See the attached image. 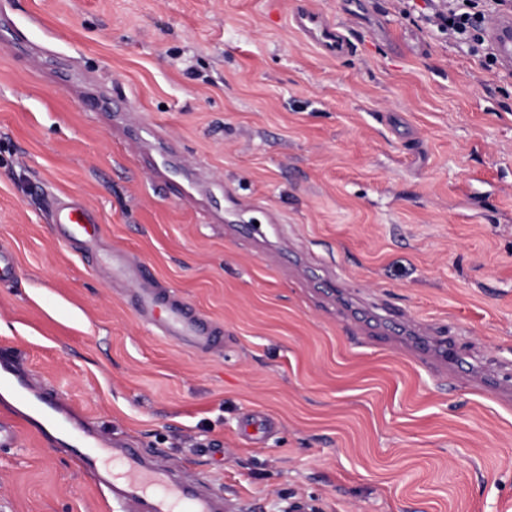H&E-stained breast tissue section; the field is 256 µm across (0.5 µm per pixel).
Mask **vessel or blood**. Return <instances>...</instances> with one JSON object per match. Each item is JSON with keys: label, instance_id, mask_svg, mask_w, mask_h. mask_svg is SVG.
Wrapping results in <instances>:
<instances>
[{"label": "vessel or blood", "instance_id": "vessel-or-blood-1", "mask_svg": "<svg viewBox=\"0 0 512 512\" xmlns=\"http://www.w3.org/2000/svg\"><path fill=\"white\" fill-rule=\"evenodd\" d=\"M293 22L298 32L324 55L339 56L351 48L347 35L316 10H297ZM483 36L499 69L511 73L512 13H499L486 22ZM55 215L64 238L79 243L97 240V218L81 199H56ZM109 261L113 278L132 286V309L156 334L201 353L221 346L219 330L213 322L173 294L160 292L148 266L117 249ZM405 348L415 360L429 366L440 383L455 385L465 376L479 391L492 389L487 368L474 366L464 375L451 368L454 341L420 335ZM4 404L10 406L11 412L7 421L0 423L1 448L14 442L15 430L20 426L70 448L82 469L111 491L113 512L234 510L223 491L203 489L196 480L174 479L167 465L148 459L140 449L109 443L91 429L77 425L65 405L22 377L16 361L6 354L0 356V406Z\"/></svg>", "mask_w": 512, "mask_h": 512}]
</instances>
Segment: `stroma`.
Segmentation results:
<instances>
[{
    "mask_svg": "<svg viewBox=\"0 0 512 512\" xmlns=\"http://www.w3.org/2000/svg\"><path fill=\"white\" fill-rule=\"evenodd\" d=\"M304 0H0V348L107 441L205 476L240 512H512V403L391 341L356 344L338 288L456 338L512 377V75L431 31L425 0H312L354 49L291 21ZM153 122L190 169L145 164ZM96 211L222 331L158 336L100 254L59 235L47 193ZM281 237L239 238L241 222ZM275 421L264 444L246 415ZM62 447H0V512H110Z\"/></svg>",
    "mask_w": 512,
    "mask_h": 512,
    "instance_id": "35a3bbf8",
    "label": "stroma"
}]
</instances>
